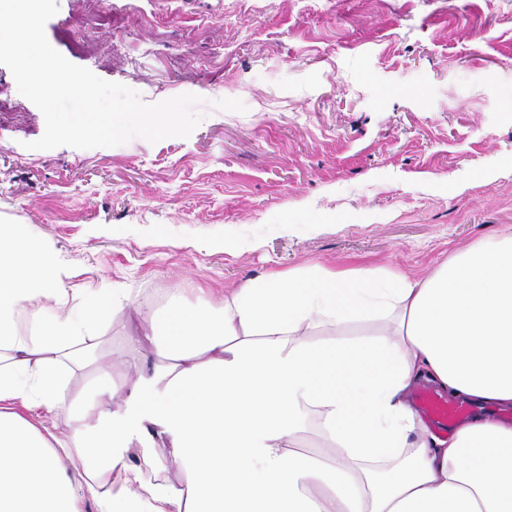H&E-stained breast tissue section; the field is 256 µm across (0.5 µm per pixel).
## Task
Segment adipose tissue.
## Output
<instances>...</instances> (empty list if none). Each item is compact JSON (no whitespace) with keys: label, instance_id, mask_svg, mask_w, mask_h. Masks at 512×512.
Returning a JSON list of instances; mask_svg holds the SVG:
<instances>
[{"label":"adipose tissue","instance_id":"adipose-tissue-1","mask_svg":"<svg viewBox=\"0 0 512 512\" xmlns=\"http://www.w3.org/2000/svg\"><path fill=\"white\" fill-rule=\"evenodd\" d=\"M67 276L27 225H0V512H512V234L424 279L312 264L212 312L143 313L128 343L157 363L130 386L85 347L126 290L72 303ZM65 361L86 390L61 391ZM422 381L478 414L439 436L409 402ZM312 423L319 459L295 448Z\"/></svg>","mask_w":512,"mask_h":512}]
</instances>
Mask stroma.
<instances>
[{
  "label": "stroma",
  "mask_w": 512,
  "mask_h": 512,
  "mask_svg": "<svg viewBox=\"0 0 512 512\" xmlns=\"http://www.w3.org/2000/svg\"><path fill=\"white\" fill-rule=\"evenodd\" d=\"M49 43L159 102L189 137L29 149L41 111L0 65V225L89 296L126 288L88 342L114 380L149 351L137 310L203 308L271 270L427 277L512 231V0H58Z\"/></svg>",
  "instance_id": "obj_1"
}]
</instances>
